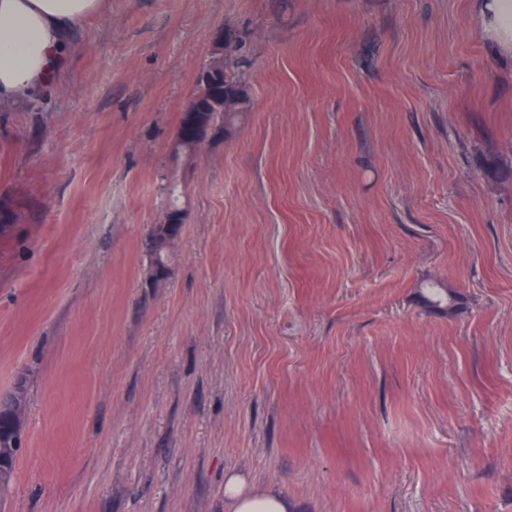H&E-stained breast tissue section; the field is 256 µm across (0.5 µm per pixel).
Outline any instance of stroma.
Segmentation results:
<instances>
[{
	"label": "stroma",
	"instance_id": "obj_1",
	"mask_svg": "<svg viewBox=\"0 0 512 512\" xmlns=\"http://www.w3.org/2000/svg\"><path fill=\"white\" fill-rule=\"evenodd\" d=\"M471 11L105 0L0 109V394L29 400L0 512H230L229 474L299 512H512V54ZM221 30L251 109L179 166ZM185 114L189 113L185 111L182 113L178 131L176 133L178 137L177 154L178 158L184 157L186 159H190L196 154L197 143L195 139V131L193 127L187 123Z\"/></svg>",
	"mask_w": 512,
	"mask_h": 512
}]
</instances>
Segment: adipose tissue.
Here are the masks:
<instances>
[{"label": "adipose tissue", "instance_id": "ef3b65f1", "mask_svg": "<svg viewBox=\"0 0 512 512\" xmlns=\"http://www.w3.org/2000/svg\"><path fill=\"white\" fill-rule=\"evenodd\" d=\"M103 0H0V104L19 102L48 86L71 49L77 26ZM473 21L501 51H512V0H474ZM233 512H296L279 491H247L240 477L224 479Z\"/></svg>", "mask_w": 512, "mask_h": 512}]
</instances>
